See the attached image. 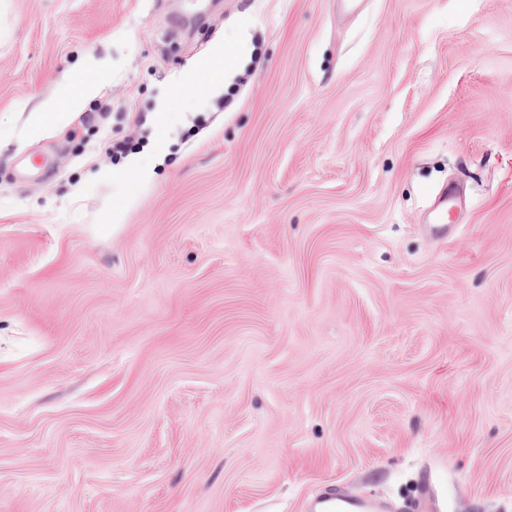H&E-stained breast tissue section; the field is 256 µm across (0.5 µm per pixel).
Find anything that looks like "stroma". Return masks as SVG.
Here are the masks:
<instances>
[{
    "label": "stroma",
    "instance_id": "1",
    "mask_svg": "<svg viewBox=\"0 0 512 512\" xmlns=\"http://www.w3.org/2000/svg\"><path fill=\"white\" fill-rule=\"evenodd\" d=\"M325 485L512 512V0H0V512ZM459 201V190L453 185L443 189L440 194L438 205H441L440 212L433 224L427 226L428 231L442 241L448 239V234L455 225L448 223V208H456Z\"/></svg>",
    "mask_w": 512,
    "mask_h": 512
}]
</instances>
